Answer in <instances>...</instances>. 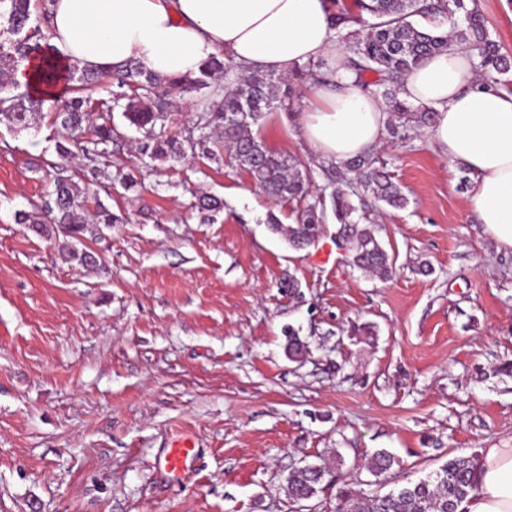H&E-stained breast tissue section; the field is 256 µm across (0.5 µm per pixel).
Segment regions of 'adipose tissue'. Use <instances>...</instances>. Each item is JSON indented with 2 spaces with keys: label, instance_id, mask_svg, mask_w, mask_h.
Wrapping results in <instances>:
<instances>
[{
  "label": "adipose tissue",
  "instance_id": "1",
  "mask_svg": "<svg viewBox=\"0 0 512 512\" xmlns=\"http://www.w3.org/2000/svg\"><path fill=\"white\" fill-rule=\"evenodd\" d=\"M52 44L63 63L107 72L129 62L167 78L197 74L227 54L290 75L323 60L336 85L310 89L300 134L338 162L378 145L388 112L343 68L325 0H52ZM472 51L451 42L410 73L398 96L433 109L429 133L451 167L466 170L485 232L512 249V88L483 77ZM458 512H512V448L485 449L478 490Z\"/></svg>",
  "mask_w": 512,
  "mask_h": 512
}]
</instances>
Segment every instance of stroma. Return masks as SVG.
Returning <instances> with one entry per match:
<instances>
[{
    "label": "stroma",
    "instance_id": "35a3bbf8",
    "mask_svg": "<svg viewBox=\"0 0 512 512\" xmlns=\"http://www.w3.org/2000/svg\"><path fill=\"white\" fill-rule=\"evenodd\" d=\"M512 55V0H479ZM44 116L0 121V512H334L340 488L383 493L454 456L512 448V250L487 235L461 172L421 134L382 138L409 198L377 204L390 278L365 274L328 222L295 250L272 232L294 218L229 160L151 158L121 108L96 182L83 156L49 150ZM272 150L316 166L292 116L260 129ZM65 164L87 213L118 223L81 243L96 264L19 223ZM224 208L199 212V196ZM299 284L289 295L285 281ZM367 324L370 335H353ZM307 346L289 359L288 331ZM188 435L185 479L159 462ZM380 449L393 468L370 474ZM329 467L295 504L287 478Z\"/></svg>",
    "mask_w": 512,
    "mask_h": 512
}]
</instances>
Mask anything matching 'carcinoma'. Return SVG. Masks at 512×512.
<instances>
[{"mask_svg": "<svg viewBox=\"0 0 512 512\" xmlns=\"http://www.w3.org/2000/svg\"><path fill=\"white\" fill-rule=\"evenodd\" d=\"M52 0H0V116L17 128H26L41 114L44 99L34 97L19 86L9 83L7 76L34 54L45 58L41 80L45 83L67 82L72 94L66 108L50 117L49 140L61 154L63 145L72 141L83 157L92 162L106 153L112 143V106H121L130 126L144 131L153 141L152 155L178 163L182 146L174 139L154 136L158 123L167 120L177 108L176 98L192 97L201 91L202 106L196 113L197 146L210 159H218L221 151L231 149L235 167L247 172L267 196L275 202L294 204V223L288 225V243L295 249L316 244L324 232V224L334 217L337 233L347 234L352 244V262L359 269L389 277L391 258L378 239L374 218L366 208L353 203V185L371 191L373 198L386 206L401 210L409 199L388 168L385 159L372 148L343 163H327L321 172L330 196L313 194L314 178L302 161L271 151L253 127L277 109H288L296 94L291 82L295 76L314 83L330 82L334 72L325 62H308L298 67L293 76L248 71L233 60L217 57L207 61L200 72L181 79L163 78L127 63L117 70L92 72L76 63L60 67L50 59L54 47L42 27ZM336 41L347 52L346 70L365 89L387 104L385 127L389 138L411 140L429 128L435 112L424 105L401 100L398 91L405 77L429 57L448 48L455 39L476 52L477 69L499 84L512 80V56L501 52L490 37L487 19L478 0H356V10L338 7L330 0ZM452 21L451 30L445 22ZM373 73L372 83L364 79ZM106 77L115 80L117 90L112 102L99 103L98 121L92 122L88 105L99 84ZM37 223L42 231L63 237L62 249L69 258L82 264L96 262L89 251H77L69 244L76 236L92 233L87 226L82 191L72 179L56 172L53 190L41 207ZM478 457L457 456L449 459L427 478L409 483L384 495L363 497L350 488L336 496L335 512H457L459 505L477 489ZM394 465L393 455L376 451L371 460V473L379 477ZM326 471L315 465L296 469L288 476V497L294 502L309 500L322 490Z\"/></svg>", "mask_w": 512, "mask_h": 512, "instance_id": "cac0c4a2", "label": "carcinoma"}]
</instances>
